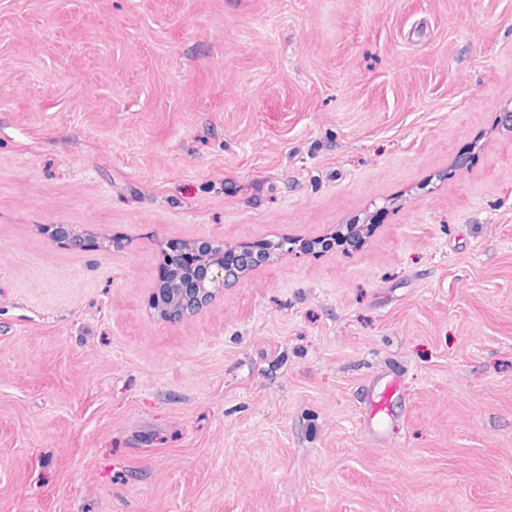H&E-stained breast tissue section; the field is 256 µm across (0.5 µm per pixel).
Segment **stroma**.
<instances>
[{"label": "stroma", "mask_w": 512, "mask_h": 512, "mask_svg": "<svg viewBox=\"0 0 512 512\" xmlns=\"http://www.w3.org/2000/svg\"><path fill=\"white\" fill-rule=\"evenodd\" d=\"M507 112L512 0H0V512H512ZM270 258L269 249L266 251H253L247 247H241L236 262V266L224 264L221 258H215L208 261L204 267L203 274L193 279L192 288H181L180 282H177L178 297L181 306L185 310L180 318L195 313L207 306L216 296L224 291V286L238 278L239 274L256 266L265 263ZM237 267V269H236ZM403 391L402 381L396 376L378 377L369 385L362 422L374 441L385 440L393 423L398 421L393 410Z\"/></svg>", "instance_id": "35a3bbf8"}]
</instances>
